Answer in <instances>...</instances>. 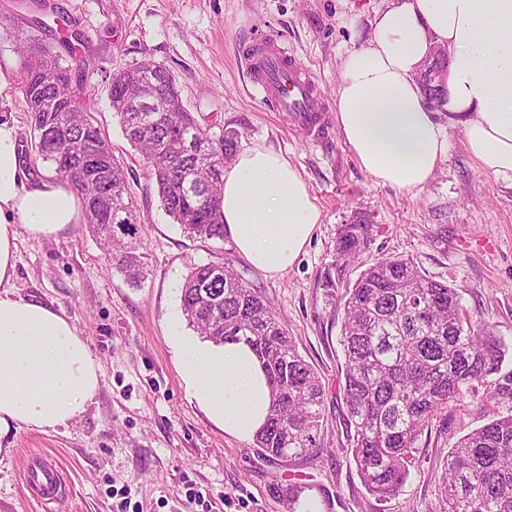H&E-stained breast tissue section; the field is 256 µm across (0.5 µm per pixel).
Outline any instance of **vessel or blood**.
Instances as JSON below:
<instances>
[{
    "label": "vessel or blood",
    "mask_w": 512,
    "mask_h": 512,
    "mask_svg": "<svg viewBox=\"0 0 512 512\" xmlns=\"http://www.w3.org/2000/svg\"><path fill=\"white\" fill-rule=\"evenodd\" d=\"M253 89L272 111L286 113L289 121L304 130L312 142L329 137L325 116L330 105L313 76L274 35H262L244 43L239 51ZM28 491L48 502L60 489L59 468L51 460L30 456L26 465Z\"/></svg>",
    "instance_id": "b4317fda"
}]
</instances>
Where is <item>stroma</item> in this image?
Returning <instances> with one entry per match:
<instances>
[{"mask_svg": "<svg viewBox=\"0 0 512 512\" xmlns=\"http://www.w3.org/2000/svg\"><path fill=\"white\" fill-rule=\"evenodd\" d=\"M387 0H0V120L17 129L20 179L53 175L37 154L22 88L23 38L39 40L72 62L58 35L79 38L83 98L123 167L138 216L135 238L147 264L138 284L109 267L84 224L35 238L20 232L8 291L63 309L100 366V389L83 416L47 432L25 427L0 438V512H283L271 487L299 483L316 512H443L438 477L450 448L493 413L512 407L466 396L417 443L401 490L377 501L362 485L347 448L339 371L343 309L320 286L337 259L342 225L366 220L367 244L348 268L356 280L375 259L409 257L428 277L448 284L471 315L509 348L512 369V184L483 173L460 126L448 129V156L423 188L381 185L357 162L339 130L328 145L311 143L268 108L251 86L239 46L259 31L278 35L335 99L340 64L365 45ZM145 60L165 65L182 102L210 134L233 130L238 149L261 146L302 174L321 212L313 238L279 276L254 268L231 241L201 242L163 208L140 152L113 111V73ZM227 262L271 310L283 317L300 354L320 373L324 421L317 446L302 457L267 461L255 441L225 434L191 397L171 345L172 325L193 335L181 308L190 268ZM41 453L57 463L67 491L56 502L33 498L26 461Z\"/></svg>", "mask_w": 512, "mask_h": 512, "instance_id": "stroma-1", "label": "stroma"}]
</instances>
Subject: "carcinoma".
Segmentation results:
<instances>
[{"label":"carcinoma","mask_w":512,"mask_h":512,"mask_svg":"<svg viewBox=\"0 0 512 512\" xmlns=\"http://www.w3.org/2000/svg\"><path fill=\"white\" fill-rule=\"evenodd\" d=\"M19 53L39 156L57 174L81 183L75 191L86 226L109 264L129 282H139L144 256L133 241L137 216L112 146L92 123L90 105L74 94L71 69L37 40L20 41ZM161 90L173 111L162 113L148 132L139 130L141 113L126 105L122 80H111L112 109L131 146L154 158L150 172L173 220L195 239L222 241L224 167L235 154L237 133L211 137L184 107L167 73ZM189 127L210 141L207 153L178 148V136ZM366 240L365 222L344 225L337 260L321 276V286L331 293L344 289L341 374L350 453L366 490L383 500L405 483L422 434L476 392V384L485 386L486 399L512 402V370L502 372L507 348L500 337L467 313L453 288L428 278L410 259L382 257L348 281L349 260L362 253ZM215 266H196L185 278L181 303L188 324L215 343L243 341L259 358L272 398L256 435L265 458L305 455L316 447L321 427L322 380L263 297L228 265L224 276L213 277ZM201 283L217 304L198 297ZM304 490L291 483L273 487L288 512H297ZM440 493L444 512H512V413L496 414L457 441L442 465Z\"/></svg>","instance_id":"obj_1"}]
</instances>
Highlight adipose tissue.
<instances>
[{"label":"adipose tissue","mask_w":512,"mask_h":512,"mask_svg":"<svg viewBox=\"0 0 512 512\" xmlns=\"http://www.w3.org/2000/svg\"><path fill=\"white\" fill-rule=\"evenodd\" d=\"M449 54L447 97L427 104L415 74L431 45ZM336 91V124L378 184L422 188L448 154L446 123L462 126L478 167L512 184V0H391L374 35L348 52ZM14 125L0 121V284L16 269L19 232L50 238L80 223L66 181L19 180ZM224 234L254 267L274 277L292 267L321 212L298 170L252 147L224 171ZM178 369L194 400L240 440L255 438L271 407L266 374L243 342L215 344L172 333ZM99 368L65 312L0 292V436L47 430L84 413Z\"/></svg>","instance_id":"1"}]
</instances>
